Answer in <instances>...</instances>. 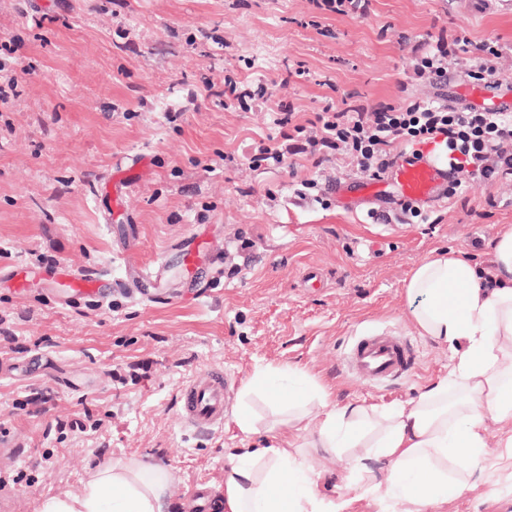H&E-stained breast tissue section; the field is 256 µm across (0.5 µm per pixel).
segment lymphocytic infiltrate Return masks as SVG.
<instances>
[{"label":"lymphocytic infiltrate","mask_w":512,"mask_h":512,"mask_svg":"<svg viewBox=\"0 0 512 512\" xmlns=\"http://www.w3.org/2000/svg\"><path fill=\"white\" fill-rule=\"evenodd\" d=\"M317 121L318 135L308 140L313 149H345L362 170L375 176L389 166L394 143L416 145L436 138L446 146L460 183L512 173L511 112H460L420 101L370 112L328 108Z\"/></svg>","instance_id":"1"}]
</instances>
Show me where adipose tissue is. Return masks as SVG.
I'll return each instance as SVG.
<instances>
[{"label":"adipose tissue","mask_w":512,"mask_h":512,"mask_svg":"<svg viewBox=\"0 0 512 512\" xmlns=\"http://www.w3.org/2000/svg\"><path fill=\"white\" fill-rule=\"evenodd\" d=\"M494 270L469 259L429 256L410 273L411 325L447 345L448 376L410 403L333 404L327 387L297 369L258 368L245 393L291 407L271 444L238 448L224 466V512H351L352 502L319 494L312 451L337 457L368 493L378 491L367 461L386 460L399 512H435L466 488L485 456L491 429L508 430L512 448V227L489 244ZM173 479L131 456L91 468L79 493L42 497L35 512H159Z\"/></svg>","instance_id":"obj_1"}]
</instances>
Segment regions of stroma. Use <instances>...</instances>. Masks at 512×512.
Segmentation results:
<instances>
[{
    "instance_id": "stroma-1",
    "label": "stroma",
    "mask_w": 512,
    "mask_h": 512,
    "mask_svg": "<svg viewBox=\"0 0 512 512\" xmlns=\"http://www.w3.org/2000/svg\"><path fill=\"white\" fill-rule=\"evenodd\" d=\"M494 43V78L512 84V0H370L364 15L314 0H0V45L20 43L28 70L0 111V473L16 476L12 512H34L43 494L79 492L88 469L132 455L174 475L161 512H185L196 485L224 493L225 451L264 445L232 424L194 436L178 421L181 382L207 365L234 375L229 409L256 368L293 367L334 391V402L414 399L447 374L448 349L415 335L405 296L412 269L450 250L491 270L487 247L512 225V174L476 181L421 218L395 199L344 198L331 184L366 180L342 152L314 162L295 125L326 107L374 109L431 99L470 108L472 53L449 57L443 76L416 77L411 60L438 38ZM256 94L250 109L224 101L225 77ZM293 126L279 125L281 113ZM283 164L255 168L259 146ZM143 162L139 180L110 213L97 194L117 163ZM325 186L300 198L302 181ZM206 239L204 282L184 295L172 244ZM56 262L109 272L110 302L80 307L46 299L41 279L17 295L7 270ZM164 267L155 302L139 293L127 263ZM311 267L323 285L307 287ZM392 327L414 335L418 365L392 387L349 376L343 352L357 331ZM41 354L38 374L23 369ZM140 360L149 375L112 376ZM102 419L59 430L57 421ZM320 491L353 497L357 512H397L346 486L336 458L313 454ZM442 512H512V457L490 436L470 486Z\"/></svg>"
}]
</instances>
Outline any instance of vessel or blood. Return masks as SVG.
Instances as JSON below:
<instances>
[{
	"label": "vessel or blood",
	"mask_w": 512,
	"mask_h": 512,
	"mask_svg": "<svg viewBox=\"0 0 512 512\" xmlns=\"http://www.w3.org/2000/svg\"><path fill=\"white\" fill-rule=\"evenodd\" d=\"M483 108L489 112H512V87L498 81H486L472 89ZM136 167L117 165L111 182L101 189L112 212H121L124 194L132 185ZM456 174L439 151L424 148L400 155L379 179L358 183H337V194L354 191L364 198H374L392 190L401 201L432 203L448 196V187ZM204 241L194 236L173 245L181 268L182 286L192 290L200 284L201 252ZM45 280L60 286L62 295L72 303L102 302L111 297L112 277L107 273L86 274L59 263L41 270ZM413 341L389 329L364 330L348 341L344 361L348 372L370 384L391 386L406 378L416 364ZM233 376L219 366L208 365L195 371L179 387V419L183 430L211 433L223 430Z\"/></svg>",
	"instance_id": "vessel-or-blood-1"
}]
</instances>
